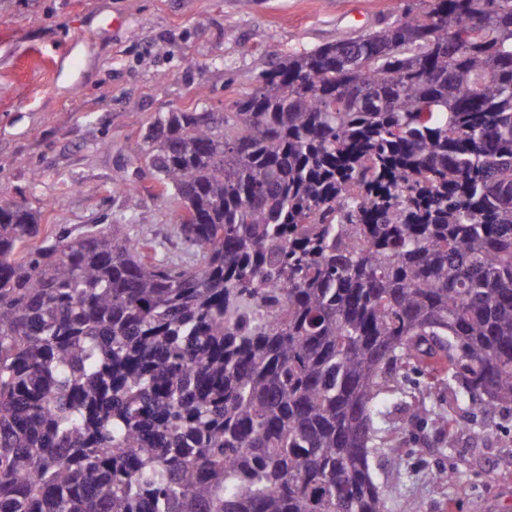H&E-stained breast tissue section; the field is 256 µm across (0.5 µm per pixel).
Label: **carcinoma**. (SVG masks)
<instances>
[{
    "label": "carcinoma",
    "mask_w": 512,
    "mask_h": 512,
    "mask_svg": "<svg viewBox=\"0 0 512 512\" xmlns=\"http://www.w3.org/2000/svg\"><path fill=\"white\" fill-rule=\"evenodd\" d=\"M136 153L192 261L0 202V512H385L405 368L512 406V0H413Z\"/></svg>",
    "instance_id": "cac0c4a2"
}]
</instances>
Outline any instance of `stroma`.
<instances>
[{"mask_svg": "<svg viewBox=\"0 0 512 512\" xmlns=\"http://www.w3.org/2000/svg\"><path fill=\"white\" fill-rule=\"evenodd\" d=\"M406 0H0V199L42 211L50 231L138 226L161 253H184L171 201L134 148L176 110L220 112L269 61L371 30ZM133 184L130 192L122 184ZM432 398L453 406L447 386ZM416 426L392 407L375 469L387 512H512V417ZM452 470L439 484L429 475Z\"/></svg>", "mask_w": 512, "mask_h": 512, "instance_id": "1", "label": "stroma"}]
</instances>
